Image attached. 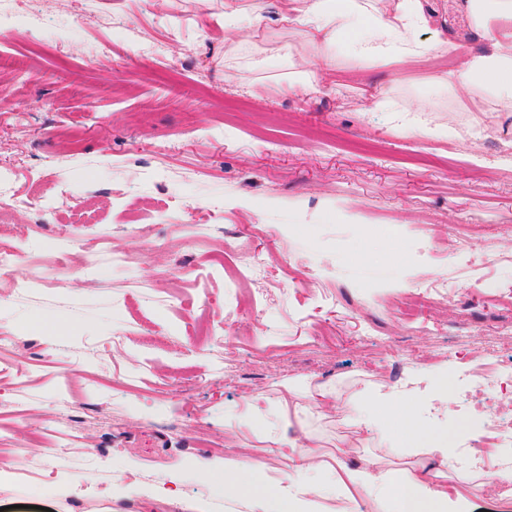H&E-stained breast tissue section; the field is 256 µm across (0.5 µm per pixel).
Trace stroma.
<instances>
[{
    "label": "stroma",
    "instance_id": "1",
    "mask_svg": "<svg viewBox=\"0 0 512 512\" xmlns=\"http://www.w3.org/2000/svg\"><path fill=\"white\" fill-rule=\"evenodd\" d=\"M240 2L261 21L226 26L224 0H0V167L42 201L0 223L20 254L0 281V508L61 486L51 512H249L196 463L245 448L287 473L292 398L322 461L409 470L350 405L420 369L453 389L435 429L491 468L512 453L482 446L487 421L460 399L489 355L512 357V106L448 82L485 42L458 0H423L415 36L435 51L361 61L309 42L287 0ZM308 64L311 86L295 76ZM412 110L448 136L420 133ZM229 246L259 252L264 276L237 258L210 270ZM442 284L446 302L415 309V290ZM33 314L71 330L26 334ZM322 390L337 410L316 407ZM447 474L469 477L472 512H512L481 493L486 473Z\"/></svg>",
    "mask_w": 512,
    "mask_h": 512
}]
</instances>
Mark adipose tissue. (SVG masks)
Returning a JSON list of instances; mask_svg holds the SVG:
<instances>
[{"instance_id":"ef3b65f1","label":"adipose tissue","mask_w":512,"mask_h":512,"mask_svg":"<svg viewBox=\"0 0 512 512\" xmlns=\"http://www.w3.org/2000/svg\"><path fill=\"white\" fill-rule=\"evenodd\" d=\"M459 6L490 49L461 58L449 83L460 89L480 87L512 104V0H460ZM291 10L306 25L311 41L330 47L346 40L349 52L360 60L391 62L433 50L413 37L425 22L422 0H291ZM452 397L447 376L435 369L424 387L403 393L366 392L351 408L356 422L374 425L387 452L407 448L431 456L435 465L426 470L392 473L374 461L361 469L341 462L324 465L314 454V437L306 431L291 434L292 423L286 416L281 419L280 443L292 454L283 478L269 477L265 466L244 452L232 465L205 459L200 468L215 494L235 489L247 500L250 512H311L316 501L328 495L336 500L334 512H348L350 502L360 494L373 499L375 512H468L466 482L448 483L444 473L456 461L458 448L418 418L423 402L446 404ZM396 420L405 425L397 438L390 432Z\"/></svg>"}]
</instances>
